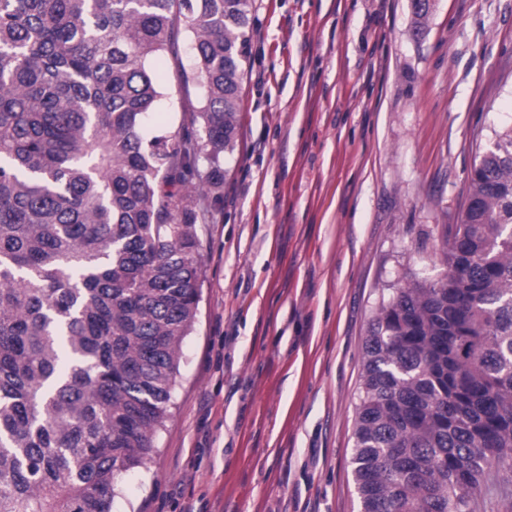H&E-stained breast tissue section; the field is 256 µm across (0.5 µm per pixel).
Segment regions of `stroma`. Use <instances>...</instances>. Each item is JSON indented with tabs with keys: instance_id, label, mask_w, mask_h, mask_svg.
I'll list each match as a JSON object with an SVG mask.
<instances>
[{
	"instance_id": "1",
	"label": "stroma",
	"mask_w": 512,
	"mask_h": 512,
	"mask_svg": "<svg viewBox=\"0 0 512 512\" xmlns=\"http://www.w3.org/2000/svg\"><path fill=\"white\" fill-rule=\"evenodd\" d=\"M224 191L171 415L112 512H360L353 432L371 323L442 279L467 176L512 124V0H251ZM180 58L144 132L186 131Z\"/></svg>"
}]
</instances>
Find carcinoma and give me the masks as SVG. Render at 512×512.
Returning a JSON list of instances; mask_svg holds the SVG:
<instances>
[{
    "label": "carcinoma",
    "mask_w": 512,
    "mask_h": 512,
    "mask_svg": "<svg viewBox=\"0 0 512 512\" xmlns=\"http://www.w3.org/2000/svg\"><path fill=\"white\" fill-rule=\"evenodd\" d=\"M411 3L417 35L433 0ZM250 26V0H0V512H112L156 453ZM182 35L198 130L148 140ZM467 182L452 280L396 289L365 341L361 512H472L512 460V125Z\"/></svg>",
    "instance_id": "1"
}]
</instances>
